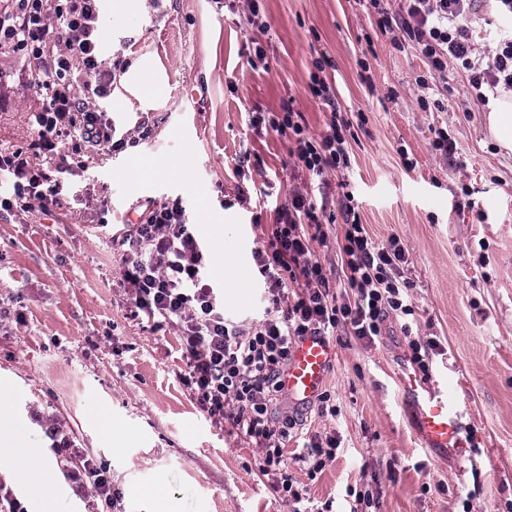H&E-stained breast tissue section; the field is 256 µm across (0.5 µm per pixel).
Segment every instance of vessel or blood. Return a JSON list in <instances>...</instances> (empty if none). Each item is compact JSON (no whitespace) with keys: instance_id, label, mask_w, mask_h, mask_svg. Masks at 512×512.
<instances>
[{"instance_id":"b4317fda","label":"vessel or blood","mask_w":512,"mask_h":512,"mask_svg":"<svg viewBox=\"0 0 512 512\" xmlns=\"http://www.w3.org/2000/svg\"><path fill=\"white\" fill-rule=\"evenodd\" d=\"M336 357V348L328 337L298 339L291 348L282 376L284 393L298 404L314 401ZM403 385L418 404V432L430 447L454 448L466 453L472 440L462 422V400L448 390L447 364H440L436 375L426 381L407 375Z\"/></svg>"}]
</instances>
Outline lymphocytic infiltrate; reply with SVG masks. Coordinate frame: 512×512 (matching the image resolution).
<instances>
[{
	"label": "lymphocytic infiltrate",
	"mask_w": 512,
	"mask_h": 512,
	"mask_svg": "<svg viewBox=\"0 0 512 512\" xmlns=\"http://www.w3.org/2000/svg\"><path fill=\"white\" fill-rule=\"evenodd\" d=\"M370 4L379 30L395 34L396 48L410 47L422 55L427 72L417 77L418 85L447 77L453 67L465 73L470 94L480 103L512 91V34L485 40L476 27L493 5L512 15V0H403L395 11L382 8L381 0ZM103 9L104 0H0V54L19 55L35 66L29 80L42 96L34 151L0 153V171L14 179V193L0 196V210L21 209L55 195L50 175L31 155H57L62 135L76 132L115 151L127 146L110 116L112 87L127 62L102 57ZM77 63L86 75L80 83L72 78ZM269 126L295 140L296 159L310 174L320 177L348 167L350 123L343 116L333 115L327 133L319 137L309 135L291 111L271 119ZM343 220L338 248L350 301L337 303L322 265L309 256L321 224L315 204L296 192L279 208L267 245L254 251L263 283L262 317L249 327L226 317L207 274L206 250L187 224L180 200L153 204L120 239L129 248L121 276L136 311L180 328L184 385L211 417L230 421L255 440L260 471L278 472L281 498L295 505L304 493L288 473L281 442L297 420L288 414L273 418L270 410L282 393L281 375L292 345L307 334L333 335L346 322L355 336L371 342L382 336L390 315L400 317L404 332L410 333L415 315L412 283L401 273L408 255L399 238L376 246L350 204ZM289 287L294 298L288 303ZM68 476L77 492L90 493L102 512H112L119 493L93 459H83Z\"/></svg>",
	"instance_id": "obj_1"
}]
</instances>
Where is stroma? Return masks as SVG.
I'll list each match as a JSON object with an SVG mask.
<instances>
[{
    "label": "stroma",
    "mask_w": 512,
    "mask_h": 512,
    "mask_svg": "<svg viewBox=\"0 0 512 512\" xmlns=\"http://www.w3.org/2000/svg\"><path fill=\"white\" fill-rule=\"evenodd\" d=\"M252 24L247 0H161L122 22L102 20V53L127 61L152 56L168 77L165 95L148 107L130 100L113 113L132 146L87 153L79 137L63 138L68 163L54 201L0 212V393L8 422L31 432L30 444L51 463L56 498L71 512H95L76 492L71 465L54 456L49 425L59 426L74 459L93 458L120 499L114 512H156L158 497L181 512H293L263 474L260 449L227 420L209 416L180 376L177 325L156 328L135 316L120 281L124 251L112 239L155 202L181 199L188 223L212 224L206 238L209 278L221 288L234 321L260 318V277L224 284L218 254L228 236L261 247L279 207L298 189L319 205L324 239L311 256L337 300L348 296L337 246L343 191L376 244L400 238L409 253L414 336L440 341L448 372L462 381L463 421L474 463L427 447L415 434L416 408L401 381L410 362L401 321L388 317L375 343L350 324L332 338L338 357L319 402L287 398L274 411L299 410L283 446L295 450L334 435L335 458L310 473H290L305 490L303 512H346L347 489L369 492L371 512H512V155L489 136L485 106L467 92L465 75L420 88L422 56L397 50L377 26L368 0H261ZM266 68H252L254 45ZM329 58L325 76L354 135L350 165L323 177L296 162L294 141L254 128L253 113L299 112L312 136L326 132L330 109L311 95L313 63ZM21 64L0 55V151L39 139L41 98ZM440 101L422 111L419 96ZM456 145L451 157L432 146L436 131ZM177 164L179 174L140 181L133 156Z\"/></svg>",
    "instance_id": "1"
}]
</instances>
